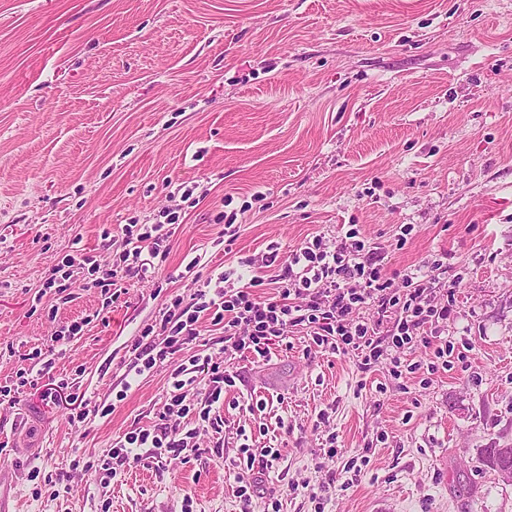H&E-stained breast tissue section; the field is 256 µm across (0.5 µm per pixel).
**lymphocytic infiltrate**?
<instances>
[{
    "label": "lymphocytic infiltrate",
    "instance_id": "1",
    "mask_svg": "<svg viewBox=\"0 0 512 512\" xmlns=\"http://www.w3.org/2000/svg\"><path fill=\"white\" fill-rule=\"evenodd\" d=\"M169 236L160 223L142 231L126 227L124 250L114 259V267L132 277L146 273L148 259L161 255ZM266 264L275 268V275L252 276L231 291L222 287L230 278L226 272L219 275L218 285L199 282L189 302L175 300L158 327L144 328L132 343L126 377L137 378L166 363L171 367V392L166 415L152 428L129 431L116 441L111 457L118 465L135 469L196 452L195 424L218 428L217 411L224 404L225 390L235 385V373L207 353L181 356L185 345L198 338L197 324L204 314L223 325L225 351L249 353L257 362L266 359L274 340L295 326L308 327L313 343L333 353L357 352L366 369L390 348L420 345L447 359V345H434L433 338L438 325L450 318L452 307L434 303L433 271L405 275L408 290L397 294L393 278L383 274L375 253L349 234L331 242L316 235L285 253L278 243H271ZM271 286L275 295H265ZM365 304L376 306V317L352 320L353 309ZM203 372L210 376L208 391L203 398L188 401L185 387ZM172 414L184 419V427L169 424Z\"/></svg>",
    "mask_w": 512,
    "mask_h": 512
}]
</instances>
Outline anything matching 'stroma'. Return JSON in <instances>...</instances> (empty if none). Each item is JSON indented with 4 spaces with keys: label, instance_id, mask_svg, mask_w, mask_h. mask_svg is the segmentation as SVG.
I'll return each mask as SVG.
<instances>
[{
    "label": "stroma",
    "instance_id": "1",
    "mask_svg": "<svg viewBox=\"0 0 512 512\" xmlns=\"http://www.w3.org/2000/svg\"><path fill=\"white\" fill-rule=\"evenodd\" d=\"M166 209V261L111 306L85 271L74 301L44 291L77 247L107 277L125 225ZM353 226L397 290L440 264L449 368L420 346L365 370L303 326L254 364L204 319L181 356L205 347L240 374L223 447L202 428L198 453L103 471L163 411L169 367L128 386L123 361L193 276L251 259L267 277L269 243ZM62 383L114 411L72 424L42 399ZM30 412L46 448L9 461L19 512H512V483L480 461L512 447V0H0V448ZM246 444L279 451L248 504L227 468Z\"/></svg>",
    "mask_w": 512,
    "mask_h": 512
}]
</instances>
